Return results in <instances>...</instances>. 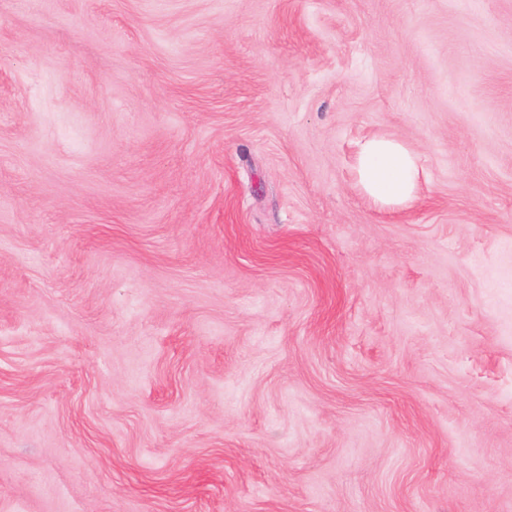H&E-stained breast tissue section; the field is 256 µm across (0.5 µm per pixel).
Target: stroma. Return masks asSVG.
I'll return each mask as SVG.
<instances>
[{
    "label": "stroma",
    "mask_w": 512,
    "mask_h": 512,
    "mask_svg": "<svg viewBox=\"0 0 512 512\" xmlns=\"http://www.w3.org/2000/svg\"><path fill=\"white\" fill-rule=\"evenodd\" d=\"M0 512H512V0H0ZM354 175L362 194L379 208L413 202L422 191L418 156L390 137L369 136L360 140Z\"/></svg>",
    "instance_id": "35a3bbf8"
}]
</instances>
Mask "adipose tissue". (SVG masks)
<instances>
[{
	"label": "adipose tissue",
	"mask_w": 512,
	"mask_h": 512,
	"mask_svg": "<svg viewBox=\"0 0 512 512\" xmlns=\"http://www.w3.org/2000/svg\"><path fill=\"white\" fill-rule=\"evenodd\" d=\"M354 175L362 194L379 208L413 202L422 191L423 174L417 155L390 137L360 140Z\"/></svg>",
	"instance_id": "obj_1"
}]
</instances>
